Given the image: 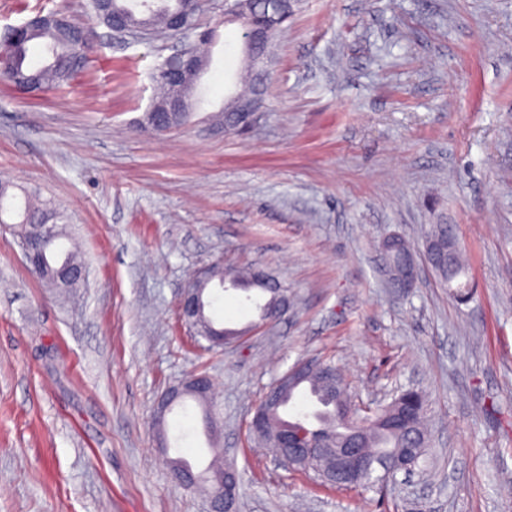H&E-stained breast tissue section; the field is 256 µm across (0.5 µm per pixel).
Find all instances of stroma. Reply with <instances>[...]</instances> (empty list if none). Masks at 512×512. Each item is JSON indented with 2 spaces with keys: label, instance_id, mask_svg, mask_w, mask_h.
Listing matches in <instances>:
<instances>
[{
  "label": "stroma",
  "instance_id": "1",
  "mask_svg": "<svg viewBox=\"0 0 512 512\" xmlns=\"http://www.w3.org/2000/svg\"><path fill=\"white\" fill-rule=\"evenodd\" d=\"M88 30L68 83H0V180L51 199L86 276L61 302L0 229V512H204L165 457L217 446L239 512H512V0H297L277 38L266 110L225 132L238 26H216L189 124L142 130L178 40H118L88 0H0V35L38 9ZM448 221L473 287L421 266L386 286L382 240L422 254ZM250 266L288 290L279 320L206 351L179 320L199 268ZM332 358L354 403L422 393L429 447L385 490L321 485L275 465L248 421L298 360ZM204 373L217 438L194 401L156 402Z\"/></svg>",
  "mask_w": 512,
  "mask_h": 512
}]
</instances>
